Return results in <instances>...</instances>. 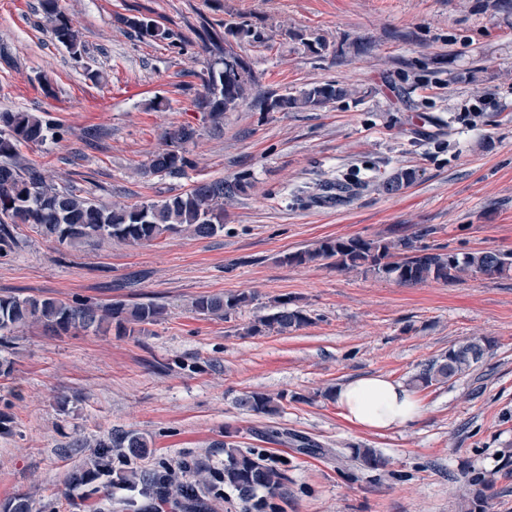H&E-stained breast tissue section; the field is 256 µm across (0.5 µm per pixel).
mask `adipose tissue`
I'll use <instances>...</instances> for the list:
<instances>
[{"label": "adipose tissue", "mask_w": 512, "mask_h": 512, "mask_svg": "<svg viewBox=\"0 0 512 512\" xmlns=\"http://www.w3.org/2000/svg\"><path fill=\"white\" fill-rule=\"evenodd\" d=\"M336 402L349 422L374 431L407 427L422 413L413 390L381 374L344 384L336 393Z\"/></svg>", "instance_id": "obj_1"}]
</instances>
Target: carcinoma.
<instances>
[{
  "instance_id": "obj_1",
  "label": "carcinoma",
  "mask_w": 512,
  "mask_h": 512,
  "mask_svg": "<svg viewBox=\"0 0 512 512\" xmlns=\"http://www.w3.org/2000/svg\"><path fill=\"white\" fill-rule=\"evenodd\" d=\"M43 19L54 40L80 59L86 53L80 32L59 9L58 0H40ZM120 22L144 41L167 42L179 47L182 40L172 30L137 12L125 15ZM202 47L212 46L217 58L208 64L203 91L197 108L208 118L213 128L220 127L224 113L234 112L246 101L258 84L259 76L247 57L234 45L243 40L263 41L260 32L248 25H225L216 31L214 25H203L198 33ZM352 94V89L339 83L313 84L298 94L270 92L255 99L265 112L317 110ZM68 129L53 125L44 117L25 111L0 112V250L11 248L9 225L28 224L37 234L49 241L77 245L97 238H112L137 246L150 244L168 234L189 233L207 238L224 231V202L247 192L251 183L239 176L232 181H197L185 193L158 202L130 205H105L84 197L69 187H61L48 179L45 172L30 163L19 152L21 143H40L59 140ZM198 130L183 124L170 135L167 148L151 156L144 165V174L181 178L192 167L187 157V145L198 138ZM416 179V170L400 169L378 188L395 194ZM288 265H308L325 262L339 271H361L376 277L394 280L404 285L428 282L448 283L466 275L502 276L512 271V251L486 249L475 252L444 251L418 244V236L405 235L393 240L365 239L359 236L324 238L314 245L288 253L281 258ZM252 295H203L192 302L194 313L209 319H227L248 305ZM277 311L243 328L242 335L258 336L270 332L286 333L309 322L299 309L288 308V302H276ZM164 307L154 303H139L131 307L114 303L94 308L85 303L73 304L52 298L0 297V333L11 334L32 323H39L57 334H76L80 331L108 332L112 327L125 334L145 332L146 326L161 320ZM492 347V341L480 338L452 348L429 361L413 378L417 389L446 383L472 365L480 362ZM287 394L269 395L250 392L237 400L240 409L268 416L282 412ZM127 449L126 457L140 458L151 453L148 441L136 432L118 439ZM352 456L363 467L378 470L384 461L372 448H353ZM177 467L194 474L195 479L181 484L172 483L171 470L163 466L153 472H130L124 477L132 486L142 485L152 503L171 504L186 512H211L206 495L212 484L208 469L187 458ZM112 473L109 445H99L91 467L74 475L73 481L83 483ZM216 480L237 493L246 512H276L275 499L281 497L286 481L276 461L254 450H242L233 441H224V470ZM467 501L469 512H485L490 498L492 481L484 475L470 482Z\"/></svg>"
}]
</instances>
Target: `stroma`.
<instances>
[{"label": "stroma", "mask_w": 512, "mask_h": 512, "mask_svg": "<svg viewBox=\"0 0 512 512\" xmlns=\"http://www.w3.org/2000/svg\"><path fill=\"white\" fill-rule=\"evenodd\" d=\"M82 34L73 60L45 27L39 0H0V110L40 113L69 132L20 145L54 183L130 204L160 201L194 182L248 178L224 208V230L177 234L132 248L110 240L70 247L29 227L0 252V296L80 298L91 304L153 301L166 314L138 336L117 331L56 336L32 327L0 341V512L16 495L32 512H129L144 502L126 485L76 484L97 442L125 432L152 452L114 470L150 471L183 457L224 467V433L263 450L285 471L279 512H467L471 476L493 480L487 512H512V273L407 286L357 271L290 266L283 255L326 237L417 235L457 252L512 250V0H59ZM139 9L188 42L131 37L118 21ZM245 22L267 43L241 42L259 76L254 95L298 93L337 81L356 93L317 111L226 113L212 130L194 100L213 54L202 22ZM325 40L319 54L293 32ZM163 110H155L156 100ZM200 129L185 177L141 175L168 134ZM401 168L417 179L393 195L378 181ZM359 189L335 202L308 200L339 177ZM253 294L228 320L190 312L216 293ZM302 309L308 325L243 336L274 313ZM476 337L483 359L418 391L409 427L351 424L335 392L384 374L410 383L426 363ZM286 392L283 412L242 411L245 393ZM285 428L270 443L259 431ZM317 443L303 453L300 438ZM372 448L376 471L346 458Z\"/></svg>", "instance_id": "1"}]
</instances>
